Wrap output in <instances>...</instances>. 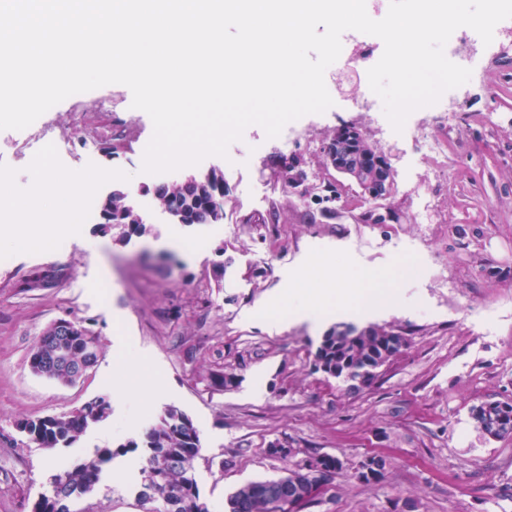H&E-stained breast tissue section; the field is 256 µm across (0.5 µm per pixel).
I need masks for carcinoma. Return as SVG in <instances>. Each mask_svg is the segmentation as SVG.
<instances>
[{
	"mask_svg": "<svg viewBox=\"0 0 512 512\" xmlns=\"http://www.w3.org/2000/svg\"><path fill=\"white\" fill-rule=\"evenodd\" d=\"M224 177L213 171L206 175H188L180 181L155 187L157 204L167 209L180 200V208L172 213L176 224H220L224 220V199L215 194L217 183ZM304 176L280 171L276 184L282 193L300 190L301 196L332 195L341 201L346 195L344 184L335 179L303 186ZM105 229L118 232L117 241L125 242L134 234L145 231L143 216L130 204L123 190L112 192ZM401 335L393 328L367 329V335H357L351 327L330 331L319 346L331 359L348 367L359 362L368 349L383 355L390 339ZM96 339L86 326L79 336H54L47 328L32 351L29 364L50 380L68 384L74 382L76 366L85 360L84 337ZM87 361V360H85ZM97 362L87 361L92 367ZM488 421L475 423L483 435L504 438L512 435V403L498 402ZM112 413L108 398L90 399L79 409L52 417V426L41 428L44 420H21L17 428L30 440L46 449L59 445L70 446L90 427L106 420ZM137 452L142 459L139 469L138 502L144 512H209L201 500L194 464L199 457V437L190 417L175 406L166 407L157 422L142 438L115 446L98 448L89 460L59 468L50 478V491L42 494L32 505L31 512H110L104 499H93L100 482L103 466L118 456ZM321 495L311 490V484L297 483L290 475L275 479L253 481L234 491L228 498L226 512H303Z\"/></svg>",
	"mask_w": 512,
	"mask_h": 512,
	"instance_id": "1",
	"label": "carcinoma"
}]
</instances>
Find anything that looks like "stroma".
<instances>
[{"mask_svg": "<svg viewBox=\"0 0 512 512\" xmlns=\"http://www.w3.org/2000/svg\"><path fill=\"white\" fill-rule=\"evenodd\" d=\"M505 40L512 30L482 50L448 146L450 177L415 141L390 138L373 113L342 100L298 119L284 146L248 127L228 149L235 168L218 156L182 168L185 176L223 172L230 192L220 224L177 225L156 206L155 186L172 176L142 172L153 123L132 108L124 85L65 99L24 130L0 131V177L16 193L28 189L41 155L60 174L107 168L121 174L146 220L124 243L100 232V206L115 187L101 181L73 231L39 247L0 241V512H31L60 459L86 460L95 448L139 438L170 405L198 432L195 475L211 512H224L237 488L319 454L342 467L333 490L306 512H393L401 500L415 512H512V436L486 439L470 417L481 403L512 402V52L498 49ZM343 123L389 157L398 221L359 223L363 198L353 185L332 219L310 218L303 200L276 189L283 154L300 155L309 182L335 177L323 147ZM48 127L59 151L45 143ZM104 139L116 140L115 154L100 150ZM426 181L435 185L429 224L417 199ZM173 231L188 251L166 245ZM339 265L361 275L397 271L396 305L343 311L319 327L256 318V305L279 297L300 271L320 276ZM50 266L65 272L55 286L23 288L31 271ZM60 319L82 322L98 342L96 365L73 386L29 368L44 329ZM338 325L397 327L408 344L358 389L314 366L317 347ZM144 355L159 386L122 394L128 363ZM217 374L232 384L214 385ZM113 395L123 410L71 447L42 448L16 428ZM274 441L291 456L269 455ZM375 453L389 460L385 476L362 482L357 469Z\"/></svg>", "mask_w": 512, "mask_h": 512, "instance_id": "1", "label": "stroma"}]
</instances>
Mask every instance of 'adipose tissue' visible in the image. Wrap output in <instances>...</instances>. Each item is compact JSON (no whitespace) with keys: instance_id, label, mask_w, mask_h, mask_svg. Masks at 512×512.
Returning a JSON list of instances; mask_svg holds the SVG:
<instances>
[{"instance_id":"ef3b65f1","label":"adipose tissue","mask_w":512,"mask_h":512,"mask_svg":"<svg viewBox=\"0 0 512 512\" xmlns=\"http://www.w3.org/2000/svg\"><path fill=\"white\" fill-rule=\"evenodd\" d=\"M72 187L69 178L50 172L43 164H36L35 175L24 197H15L6 179L0 177V204L11 207L18 214H26L52 203H65ZM395 274L378 271L365 278H357L345 271L327 276L321 287L296 288L292 294L297 303L290 312L291 319L306 320L320 325L330 317L331 310H351L367 302H391L394 295L387 286Z\"/></svg>"}]
</instances>
